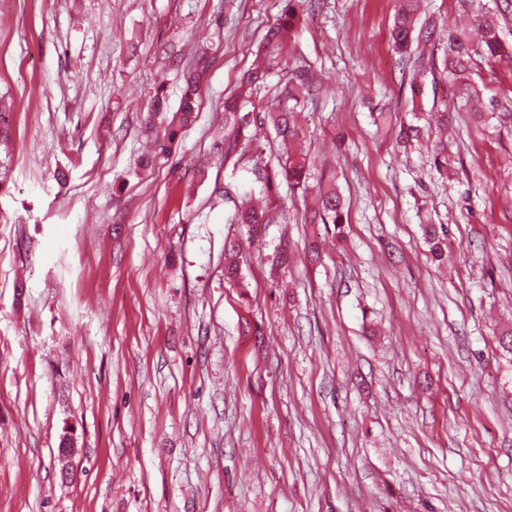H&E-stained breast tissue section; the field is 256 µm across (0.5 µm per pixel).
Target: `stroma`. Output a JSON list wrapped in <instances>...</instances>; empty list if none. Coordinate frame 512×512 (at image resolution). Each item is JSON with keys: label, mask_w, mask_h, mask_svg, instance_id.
<instances>
[{"label": "stroma", "mask_w": 512, "mask_h": 512, "mask_svg": "<svg viewBox=\"0 0 512 512\" xmlns=\"http://www.w3.org/2000/svg\"><path fill=\"white\" fill-rule=\"evenodd\" d=\"M421 4L446 25L411 54L439 66L469 14ZM397 5L303 0L244 109L305 74L314 165L254 238L228 198L280 147L254 122L225 158L224 98L281 0H0V512H512V121L439 69L412 95ZM475 5L507 49L468 81L512 101V0ZM175 52L210 66L171 141ZM322 184L341 226L303 220ZM424 226L425 238L433 258L438 262H442L447 258L448 228L444 224H426Z\"/></svg>", "instance_id": "stroma-1"}]
</instances>
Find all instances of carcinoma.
Wrapping results in <instances>:
<instances>
[{
    "label": "carcinoma",
    "instance_id": "obj_1",
    "mask_svg": "<svg viewBox=\"0 0 512 512\" xmlns=\"http://www.w3.org/2000/svg\"><path fill=\"white\" fill-rule=\"evenodd\" d=\"M285 5L278 22L272 26L266 34V45L272 50L280 52L285 46L289 34L300 22L299 0H284ZM394 25L391 30V38L396 49L401 53H407L412 43L429 41L435 33V25L425 23L417 25L415 14L418 10V0H399ZM472 27L478 31L480 39L473 41L470 33L465 29H448V41L451 45V54L445 59L443 72L454 76L465 74L471 66L476 50H481L484 59L493 63L502 56L505 47L498 25L485 20L480 15L471 17ZM307 91L304 81H299L288 90V98L294 101V105L285 106L279 99L271 100L263 114L256 115L261 124L272 125L281 144L286 146L301 135L300 122L302 111L298 110L299 98ZM200 97V78L194 76L186 81L181 97V120H191L198 107ZM251 124L250 113L242 112L239 97L231 96L224 99V158H229L231 153L240 145L239 135L241 129ZM313 164L311 157L304 153L293 152L286 148L278 160V169L272 173L256 174V182L259 183V192L268 196L272 195L277 186V178L288 181L295 187L307 188L306 180L309 169ZM252 193L243 194L242 200L235 208L230 219L232 224H246L256 234H261V229L272 221L271 208H257L251 202ZM344 205L341 196L333 187L323 191L317 201V206L309 210L307 222L310 224H343ZM424 234L433 258L441 262L447 258L448 228L444 224H427ZM239 275V266L235 258V244H224V277L234 280Z\"/></svg>",
    "mask_w": 512,
    "mask_h": 512
}]
</instances>
